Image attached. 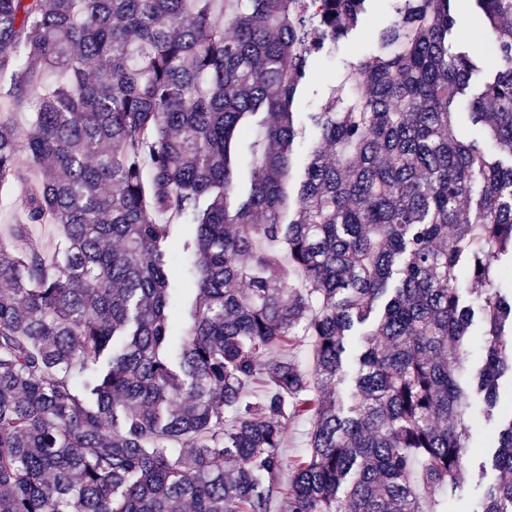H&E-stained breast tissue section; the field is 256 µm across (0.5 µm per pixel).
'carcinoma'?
Returning <instances> with one entry per match:
<instances>
[{
	"mask_svg": "<svg viewBox=\"0 0 512 512\" xmlns=\"http://www.w3.org/2000/svg\"><path fill=\"white\" fill-rule=\"evenodd\" d=\"M217 2L0 0V99L32 112L0 121L23 213L0 238V512H438L469 468L476 319L471 387L509 415L479 512H512V287H493L512 262V0H469L488 64L457 0H383L373 56L307 113L328 153L292 208L311 62L374 0ZM28 224L59 226L52 258ZM178 225L195 288L173 352ZM304 338L308 370L288 356ZM296 416L312 426L285 487Z\"/></svg>",
	"mask_w": 512,
	"mask_h": 512,
	"instance_id": "obj_1",
	"label": "carcinoma"
}]
</instances>
